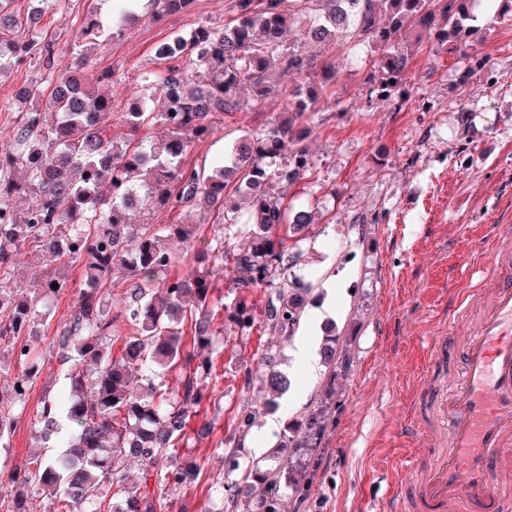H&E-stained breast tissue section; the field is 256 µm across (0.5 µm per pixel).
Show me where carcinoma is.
Returning <instances> with one entry per match:
<instances>
[{"instance_id":"cac0c4a2","label":"carcinoma","mask_w":512,"mask_h":512,"mask_svg":"<svg viewBox=\"0 0 512 512\" xmlns=\"http://www.w3.org/2000/svg\"><path fill=\"white\" fill-rule=\"evenodd\" d=\"M148 1L158 14L190 10L193 0H110L112 22L104 26L89 17L78 32L84 50L76 69L53 78L49 104L21 116L14 144L0 146V278L13 267L14 253L35 245L67 264H81L92 283L82 289L78 307L57 338L61 356L72 354L69 397H47L40 411L41 436L63 448L51 456L0 471L8 484L7 512H35L27 489L35 484L56 505L46 512H157L150 483L181 487L198 476L197 464L182 456L191 413L210 401L213 363L196 351L213 346L217 332L204 316L215 304L208 271L194 269L175 276L160 294L146 285L168 272L169 239L197 243L196 224H138L143 208L188 211L200 200L222 213L225 224L248 226L241 243L224 250V269L238 295L227 308L238 327L256 322L249 301L252 288L270 290L262 315L264 327L291 339L312 284L296 273L301 243L315 223L317 209H296L284 194L269 191L272 183L293 185L314 174L302 142L310 135L316 105L324 88L339 81L340 69L321 53L334 44L361 41L372 52L366 77L370 98L399 103L415 47L427 32L439 29L469 58L467 49L484 38L474 24L471 0H232L233 18L218 28L201 25L188 35L173 34L169 51L156 54L165 67L146 78L147 92L121 113L131 135L118 142L106 135L112 98L88 91L79 69L85 53L117 33ZM13 0H0V72L41 58L51 62L53 48L35 28L40 13L21 17ZM204 68L208 79L195 83L187 65ZM283 77L302 81L283 91L282 118L245 130L210 173L185 164L199 140L217 133L214 118L244 110L262 111L273 92L271 66ZM165 105L156 112L151 91ZM162 124L167 139L157 145L140 132ZM22 168L25 179L12 172ZM24 193L34 201L20 214L14 199ZM71 227L64 243L58 232ZM123 277L133 282L132 304L124 319L132 333L123 338L121 355L112 354L115 318L103 308L97 287H112ZM58 288H53V285ZM44 298L67 287L51 273L35 278ZM36 309L13 302L0 289V347L10 349L20 371L8 384L11 400H25L36 374L34 348L23 336L33 335ZM191 319L193 350H188L181 324ZM338 337L327 336L320 349L323 363L336 368ZM181 367L174 390L165 373ZM265 386L271 397L282 395L289 379L265 359ZM335 399L325 401L289 422L265 456L275 462L243 461L241 448L254 423L253 411L242 409L234 434L225 442L224 476L241 479L226 484V503L213 512H281L284 496L303 497L306 479L316 470L318 440L326 432ZM140 461L141 477L126 482L130 457ZM115 499L106 505L104 488Z\"/></svg>"}]
</instances>
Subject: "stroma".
<instances>
[{
    "label": "stroma",
    "instance_id": "35a3bbf8",
    "mask_svg": "<svg viewBox=\"0 0 512 512\" xmlns=\"http://www.w3.org/2000/svg\"><path fill=\"white\" fill-rule=\"evenodd\" d=\"M230 6L231 0H194L185 13L143 14L91 52L83 70L87 83L111 93L116 106L132 102L143 94L145 76L158 67V44L203 23L224 25ZM13 8L22 15L41 11V35L53 42L55 54L51 61L35 59L0 74V146L13 143L19 116L30 108L19 90L46 88L51 72L70 63L84 18L108 15L102 0H14ZM495 10L494 0H483L477 10L488 34L471 50L476 66L464 67L460 52L440 46L435 35L423 37L408 70L407 101L399 110L370 105L364 82L371 61L367 48L337 52L342 80L319 100L307 140L316 174L288 191L294 202H317L320 211L302 246L301 271L314 289L293 340L274 336L259 322L246 330L230 321L225 308L237 290L224 279L222 255L232 241L219 234V211L197 214L198 245L210 253L211 278L222 302L213 308L212 401L190 420L192 428L204 425L208 432L184 445L200 473L194 483L170 492L182 512H209L217 504L224 440L246 406L260 413L243 454L258 458L276 443L285 421L303 415L326 393L342 401L322 442L309 498L285 499V512H378L392 498L414 499L424 470L447 449L440 405L459 363L453 354L431 361L428 341L450 331L448 315L466 270L493 262L495 236L512 227V21L495 22ZM108 71L112 80L101 81ZM282 104L274 97L262 111L218 119V134L195 144L186 163L209 168L223 157L228 139L278 118ZM464 109L470 114L465 125L460 122ZM42 271L67 286L37 324L39 370L24 403L0 400V411L14 421L7 447H0V468L39 451L41 403L68 385L57 336L76 311L79 289L87 285L82 267L60 266L27 246L0 285L11 298L34 302L33 278ZM326 307L348 365L312 373L295 357V344L308 337L321 341L314 316ZM267 354L291 381L270 410L263 406L260 380ZM410 448L422 449L420 468L398 478V460Z\"/></svg>",
    "mask_w": 512,
    "mask_h": 512
}]
</instances>
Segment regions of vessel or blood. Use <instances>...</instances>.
<instances>
[{
  "instance_id": "vessel-or-blood-1",
  "label": "vessel or blood",
  "mask_w": 512,
  "mask_h": 512,
  "mask_svg": "<svg viewBox=\"0 0 512 512\" xmlns=\"http://www.w3.org/2000/svg\"><path fill=\"white\" fill-rule=\"evenodd\" d=\"M448 448L420 485L422 512H512V280L481 304L442 402Z\"/></svg>"
}]
</instances>
